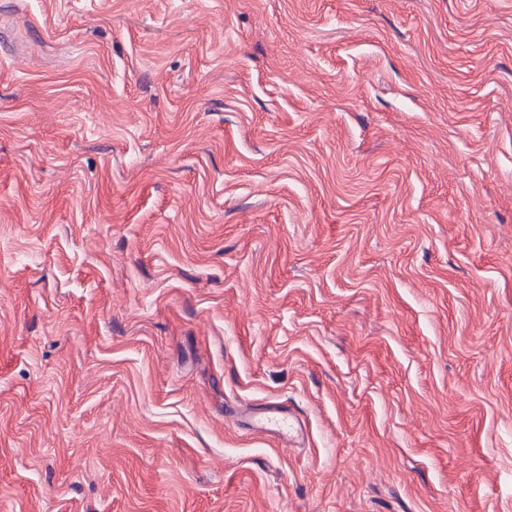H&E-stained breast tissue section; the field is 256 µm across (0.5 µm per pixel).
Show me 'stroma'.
<instances>
[{
    "label": "stroma",
    "instance_id": "1",
    "mask_svg": "<svg viewBox=\"0 0 512 512\" xmlns=\"http://www.w3.org/2000/svg\"><path fill=\"white\" fill-rule=\"evenodd\" d=\"M0 512H512V0H0Z\"/></svg>",
    "mask_w": 512,
    "mask_h": 512
}]
</instances>
